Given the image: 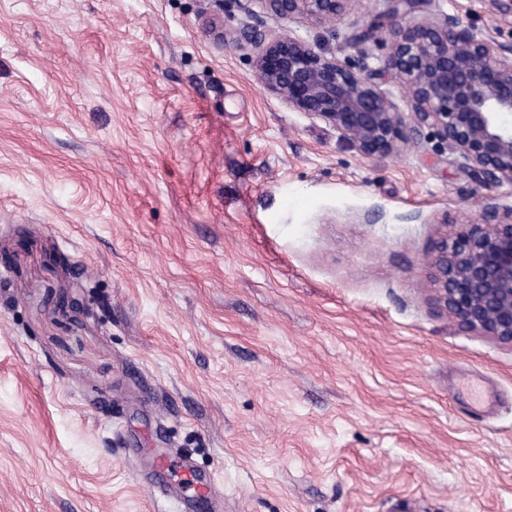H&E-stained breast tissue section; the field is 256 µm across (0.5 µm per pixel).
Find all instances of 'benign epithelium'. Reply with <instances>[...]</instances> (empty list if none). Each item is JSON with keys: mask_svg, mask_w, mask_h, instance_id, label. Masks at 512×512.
Returning a JSON list of instances; mask_svg holds the SVG:
<instances>
[{"mask_svg": "<svg viewBox=\"0 0 512 512\" xmlns=\"http://www.w3.org/2000/svg\"><path fill=\"white\" fill-rule=\"evenodd\" d=\"M258 2L277 18L320 23L349 17L354 0ZM389 2L385 56L362 49L372 25L352 23L348 47L356 56L343 59L290 30L255 43L260 84L288 108L324 121L363 157L394 155L427 128L481 186L512 185L507 48L446 14L438 23L410 18L426 0ZM386 80L408 93L410 117L381 89ZM431 267L438 302L460 328L512 345V213L487 204L466 232L436 243Z\"/></svg>", "mask_w": 512, "mask_h": 512, "instance_id": "obj_1", "label": "benign epithelium"}]
</instances>
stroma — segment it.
Wrapping results in <instances>:
<instances>
[{"mask_svg":"<svg viewBox=\"0 0 512 512\" xmlns=\"http://www.w3.org/2000/svg\"><path fill=\"white\" fill-rule=\"evenodd\" d=\"M512 46V0L422 16ZM252 0H0V512H512V346L429 258L486 195L267 93ZM163 450L168 471L152 469Z\"/></svg>","mask_w":512,"mask_h":512,"instance_id":"stroma-1","label":"stroma"}]
</instances>
